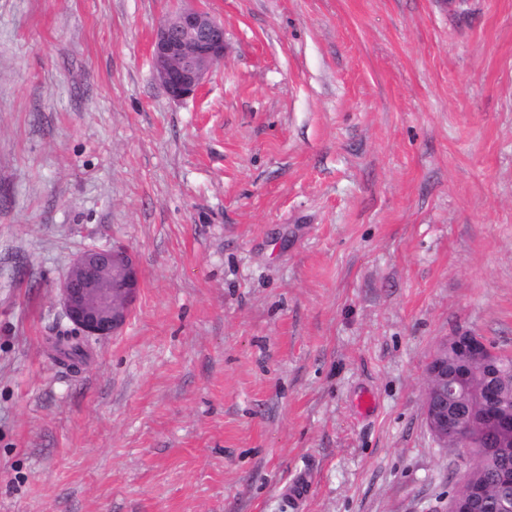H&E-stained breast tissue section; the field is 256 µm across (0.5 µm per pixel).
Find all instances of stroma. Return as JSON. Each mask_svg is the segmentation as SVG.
I'll return each instance as SVG.
<instances>
[{"instance_id": "1", "label": "stroma", "mask_w": 512, "mask_h": 512, "mask_svg": "<svg viewBox=\"0 0 512 512\" xmlns=\"http://www.w3.org/2000/svg\"><path fill=\"white\" fill-rule=\"evenodd\" d=\"M201 5L174 102L177 0H0V512H443L427 361L512 350V0ZM113 245L141 287L73 371L56 290ZM224 24L186 3L158 25L151 56L166 96L181 102L194 97L209 72L224 61Z\"/></svg>"}]
</instances>
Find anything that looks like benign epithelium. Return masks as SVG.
I'll use <instances>...</instances> for the list:
<instances>
[{"label": "benign epithelium", "instance_id": "benign-epithelium-1", "mask_svg": "<svg viewBox=\"0 0 512 512\" xmlns=\"http://www.w3.org/2000/svg\"><path fill=\"white\" fill-rule=\"evenodd\" d=\"M224 24L207 11L185 4L158 25L151 56L156 78L166 96L181 102L195 96L209 72L224 62ZM140 270L123 247L80 251L60 280L57 301L73 333L92 338L115 335L125 325L140 288ZM482 365L483 384L476 392L483 410L469 417L465 400L470 397L474 364ZM499 359L491 344L468 330L442 341L426 365L424 416L427 429L441 446L472 448L470 430L477 426L494 434L495 444L478 449L479 458L498 465L500 496L491 505L483 476L466 467L459 478L466 495L448 497L446 512H482L495 507L505 512L512 506V469L499 459L512 452V405L502 401L496 378Z\"/></svg>", "mask_w": 512, "mask_h": 512}]
</instances>
